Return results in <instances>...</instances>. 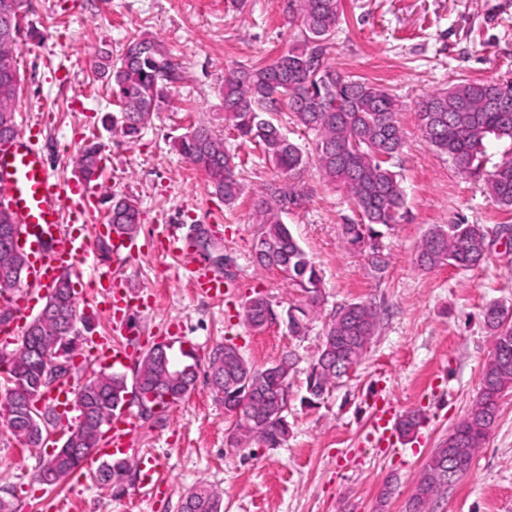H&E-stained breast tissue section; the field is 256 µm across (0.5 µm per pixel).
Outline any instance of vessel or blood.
<instances>
[{"label": "vessel or blood", "mask_w": 512, "mask_h": 512, "mask_svg": "<svg viewBox=\"0 0 512 512\" xmlns=\"http://www.w3.org/2000/svg\"><path fill=\"white\" fill-rule=\"evenodd\" d=\"M39 135L40 128L34 124L11 141L0 144V205L7 208L23 228L17 248L28 260L29 285L28 290L0 296V301L15 308L18 317L17 323L0 333V346L18 344L21 322L31 315L37 304L35 291H50L62 272L81 275L87 264L92 265L96 273L91 283L94 307L108 314L114 331L131 335L133 329L127 316L132 298L113 282L111 268L137 258L141 248L135 239L116 233L112 236L110 261L91 263L93 246L85 232V218L95 209L96 197L83 180L63 181L47 166ZM158 238L165 252L184 259L189 281L197 292L209 297L225 295L223 276L197 258L193 244L181 233L179 225H167ZM83 354L103 369L123 363L126 357L125 352L114 349L103 336L87 337ZM75 393V385L68 380L53 384L45 393L50 405L59 409L68 424L77 419ZM136 432L135 420L125 412H116L91 457L92 462L134 454ZM139 465L138 491L145 496L153 495L162 484L158 463L144 455Z\"/></svg>", "instance_id": "obj_1"}]
</instances>
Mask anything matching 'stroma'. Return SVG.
<instances>
[{
    "label": "stroma",
    "mask_w": 512,
    "mask_h": 512,
    "mask_svg": "<svg viewBox=\"0 0 512 512\" xmlns=\"http://www.w3.org/2000/svg\"><path fill=\"white\" fill-rule=\"evenodd\" d=\"M295 7L294 0H24L27 21L44 38L20 42L15 50L22 77L18 125L39 124L44 159L65 181L74 177L77 149L97 138L106 159L92 185L97 197L139 202L142 254L116 275L133 294L149 297L151 306L133 310L134 335L117 339L129 354L123 372L134 374L154 341L177 333L191 341L203 366L227 339L254 367L287 352L296 365L289 432L276 448L259 442L245 452L230 447L231 421L202 376L160 415L144 420L130 408L138 419L139 448L157 456L166 479L149 499L133 485L123 496L112 495L88 475L68 477L59 488L42 485L36 479L40 453L0 431V501L12 512H181L185 495L203 484L222 491L224 512H410L426 459L466 416L492 353L483 311L493 302L512 304V246L492 242L485 261L467 270L420 269L416 249L435 224L512 227V209L499 207L485 186L494 165L512 153V141L488 138L480 169L461 174L423 139L417 103L464 79L512 78V0H341L329 65L402 104L406 144L394 164L406 204L400 222L380 231L388 259L380 273L362 250L344 242L342 226L357 214L346 190L316 164L291 177L260 147L227 137L244 187L228 205L172 145L193 124L224 131L225 73L270 62L301 40ZM139 32L171 54L181 79L151 125L130 142L112 127L117 108L110 91L94 80L93 61L105 50L120 56L127 36ZM273 185L300 193L299 204L281 218L322 278V310L310 315L299 336L283 323L258 333L242 320L245 303L258 293L284 310L304 301L300 289L277 271L259 269L252 256L260 232L254 199ZM160 224L182 225L192 237L207 230L203 255L229 285L224 298L197 293L182 259L156 252ZM360 301L380 312L361 363L317 405H303L306 374L331 313ZM381 403L400 414H425L419 445L376 446L372 422ZM387 484L393 493L383 502L379 494ZM427 510L512 512V391L502 397L470 471Z\"/></svg>",
    "instance_id": "1"
}]
</instances>
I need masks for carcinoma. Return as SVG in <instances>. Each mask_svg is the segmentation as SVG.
Instances as JSON below:
<instances>
[{"label":"carcinoma","instance_id":"obj_1","mask_svg":"<svg viewBox=\"0 0 512 512\" xmlns=\"http://www.w3.org/2000/svg\"><path fill=\"white\" fill-rule=\"evenodd\" d=\"M23 0H0V20L7 18L12 33L0 38V143L18 132L15 101L21 90V76L15 46L22 36L35 35L37 29L24 26ZM302 39L271 62L240 67L224 76V123L245 141L262 146L265 157L284 173L294 174L315 162L331 182L344 187L360 216V223L343 225V235L351 246L368 249L371 266L382 271L385 256L375 242L373 226L390 227L403 217L405 193L399 172L392 160L404 145L398 120L401 105L384 89L330 69L325 61L327 48L340 21V0H297ZM94 70L105 79L121 107L113 119L129 140L139 138L153 115L167 102L180 78L179 65L145 35L133 34L126 40L120 58L102 52ZM496 101L512 104V78L498 81L462 80L451 87L424 96L418 102V118L423 136L438 154L451 160L458 172L477 171L485 155L484 140L492 135L512 140V111L493 107ZM284 102L296 125L313 133L314 155H309L288 139L266 113ZM182 157L205 172L208 182L224 202L232 204L241 193L236 177V156L224 138L206 127L188 129L174 141ZM101 150L89 144L77 150L75 164L80 177L96 180L101 168ZM487 189L497 205L512 209V153L503 156L487 181ZM300 195L269 187L255 204L262 231L253 242V257L262 269L279 271L289 283L301 288L306 303L282 313L271 300L258 293L243 309L245 323L261 332L283 320L288 330L301 334L304 319L321 304V277L308 254L299 245L280 213L299 201ZM136 199L112 200L108 223L124 234H135L140 224ZM489 230L482 224L433 225L418 245L417 262L425 269L451 266L469 269L486 257ZM26 267V259L14 245L0 243V268ZM47 314L30 320L21 344L0 349V372L7 389L0 399L4 404L0 424L25 448L42 447L59 418L49 405H41L48 384L68 378L62 368L51 378L43 353L57 348L58 336L68 327L75 335L87 326L76 305L75 282L70 274L59 277L46 297ZM484 323L493 338L492 355L481 378L479 392L468 415L455 425L433 450L423 465L412 495L413 512H426L427 505L443 489L457 482L470 470L474 453L485 441L499 412V402L512 389V308L500 303L488 305ZM379 312L370 303L351 302L332 315L321 351L307 375V405L317 404L329 387L349 377L359 365L370 344ZM153 346L143 357L133 380L117 371H100L79 385L76 408L79 421L63 431V442L43 461L38 480L54 486L80 469L91 457L114 412L122 409L129 393L138 394L163 411L193 390L197 365L186 364L174 355L162 359ZM295 361L283 355L263 369L253 367L233 343L216 346L209 356L207 374L218 375L213 393L224 403L232 418L230 438L239 449L264 440L270 448L280 445L288 435L287 412L289 378ZM424 414L412 410L397 418L394 429L402 437L416 434ZM133 469L127 459L101 465L96 481L102 488L110 479ZM218 490L200 485L184 499L181 512H222Z\"/></svg>","mask_w":512,"mask_h":512}]
</instances>
